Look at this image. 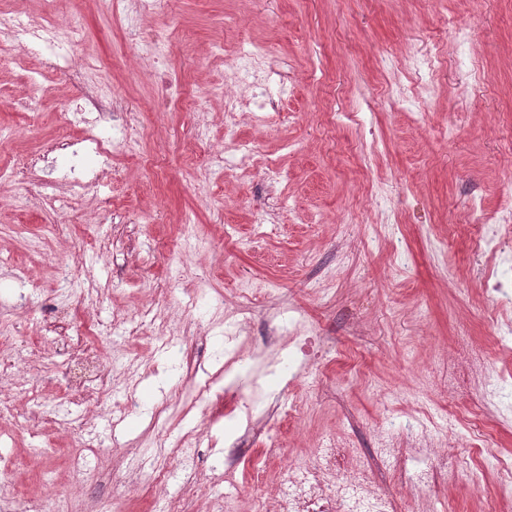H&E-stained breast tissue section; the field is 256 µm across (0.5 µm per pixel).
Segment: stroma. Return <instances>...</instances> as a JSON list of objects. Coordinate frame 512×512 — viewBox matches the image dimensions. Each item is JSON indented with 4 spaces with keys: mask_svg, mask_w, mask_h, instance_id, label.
Masks as SVG:
<instances>
[{
    "mask_svg": "<svg viewBox=\"0 0 512 512\" xmlns=\"http://www.w3.org/2000/svg\"><path fill=\"white\" fill-rule=\"evenodd\" d=\"M0 6L76 23L83 34L67 52L73 68L44 70L42 99L27 101L21 68L9 57L0 62V168H15L23 155L41 160L34 178L0 183V322L39 354L25 368L35 392L7 422L0 452L19 456L47 441L93 449L108 468L154 450L158 415L172 431L213 434L197 449L196 472L181 473L170 495L199 481L216 497L237 484L242 499H260L267 485L243 484L223 466L224 438L248 406L277 412V423L249 446L279 476L280 461L267 458V448L293 456L324 432L373 460L382 423L418 415L410 364L432 362L436 349L449 358L427 400L442 423L482 392L479 375L453 356L459 343H468L484 372L512 374V349L501 348L496 329L479 318L490 305L499 322H512V276L504 275L507 291L491 304L482 274L488 259L471 250L464 222L471 198L492 211L512 197V0H171L149 16L114 13L99 0ZM240 15L246 26L225 27V17ZM459 21L470 34L462 52L452 28ZM131 24L163 35L167 65L195 93L194 104L154 111L155 68L126 40ZM254 44L268 50L277 108L263 122L240 123L245 149L224 140V100L201 92L224 81L237 98L252 99L259 88L244 52ZM413 57L435 66L413 69ZM76 69L122 92L136 153H95L94 127L71 118ZM202 126L204 143L196 138ZM64 139L78 144L79 156L53 152ZM212 151L225 152L231 167L209 172ZM266 160L280 169L279 181L261 176ZM38 181L71 197V209L21 205ZM187 213L204 249L180 244ZM74 261L84 267L80 282L59 289L61 263ZM246 276L275 291L254 304L230 345L224 314ZM313 279L323 301L305 293ZM52 301L65 314L49 331L42 324ZM138 309L179 331L187 361L170 367L160 341L128 334L122 316ZM288 312L319 327L321 359L297 375L284 370L277 395L255 400L254 340ZM75 335L125 353L115 371L121 387L103 402L87 404L60 388L69 371L63 339ZM233 348L238 386L200 393L206 380L224 377ZM369 380L384 397L371 395ZM130 396L138 408L122 414ZM296 401L303 413L292 422ZM37 407L55 417L34 430L24 414ZM80 422L87 431L77 430ZM476 454L460 440L447 458L428 459L435 479L415 495L395 470L374 464L372 476L406 512L421 499L429 512H483L495 477L475 472Z\"/></svg>",
    "mask_w": 512,
    "mask_h": 512,
    "instance_id": "stroma-1",
    "label": "stroma"
}]
</instances>
